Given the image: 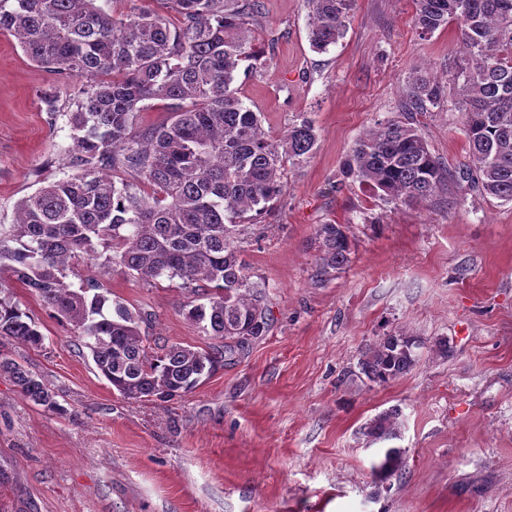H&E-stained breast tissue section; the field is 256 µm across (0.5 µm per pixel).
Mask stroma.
<instances>
[{
	"label": "stroma",
	"mask_w": 512,
	"mask_h": 512,
	"mask_svg": "<svg viewBox=\"0 0 512 512\" xmlns=\"http://www.w3.org/2000/svg\"><path fill=\"white\" fill-rule=\"evenodd\" d=\"M262 4L237 95L270 135L305 117L319 132L312 155L286 164L284 194L246 214L238 242L266 285L270 331L183 396L128 401L67 326L10 284L45 340L34 350L0 336V351L49 383L67 412L45 411L0 377V512H512V203L474 189L457 204L444 194L395 204L342 172L366 129L401 116L409 73L444 79L457 28L423 37L414 0H356L346 37L317 53L306 0ZM74 87L0 33V224L70 176ZM416 123L449 169L467 163L460 113L432 107ZM322 224L343 225L351 255L320 277ZM100 280L151 313L156 342L210 345L178 281ZM394 331L423 341L416 366L384 386L359 378L361 349ZM393 408L404 463L384 487L363 429Z\"/></svg>",
	"instance_id": "obj_1"
}]
</instances>
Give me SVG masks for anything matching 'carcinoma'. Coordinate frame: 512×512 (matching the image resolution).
<instances>
[{
	"mask_svg": "<svg viewBox=\"0 0 512 512\" xmlns=\"http://www.w3.org/2000/svg\"><path fill=\"white\" fill-rule=\"evenodd\" d=\"M96 2L0 0V33L14 36L29 60L81 82L67 112L74 174L22 198L14 223L0 224V336L28 348L44 344L35 320L10 295L7 284L16 282L70 326L122 398L165 402L242 353L246 337L269 331L265 284L247 273L236 220L283 194L284 162L308 157L318 136L304 118L271 138L231 89L246 57V20L260 13L261 0H161L177 16L174 26L154 8L116 17ZM354 2L307 0L315 51L345 38ZM452 21L462 54L448 60L444 85L410 73L405 110L426 112L446 102L462 115L465 171L448 169L417 128L395 119L374 124L346 162L349 175L396 204L440 191L459 196L464 181L512 202V0H415L421 34ZM153 99L170 101L171 118L140 128L139 113ZM317 235L319 273L350 262L340 225L322 224ZM80 262L118 267L148 287L160 278L181 281L193 296L185 304L188 318L216 343L153 348L141 331L150 313L110 299L95 276L73 286L69 274ZM420 346L404 333L388 334L362 348L361 373L388 384L416 366ZM2 376L24 399L67 413L42 378L0 353ZM398 418L394 409L382 412L365 433L397 439ZM382 453L372 471L383 484L401 470L403 449Z\"/></svg>",
	"mask_w": 512,
	"mask_h": 512,
	"instance_id": "1",
	"label": "carcinoma"
}]
</instances>
